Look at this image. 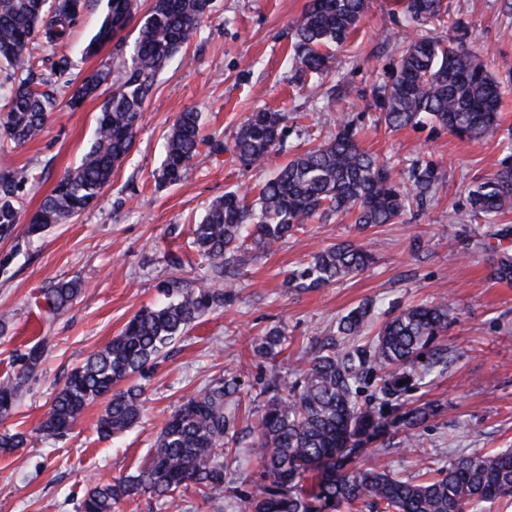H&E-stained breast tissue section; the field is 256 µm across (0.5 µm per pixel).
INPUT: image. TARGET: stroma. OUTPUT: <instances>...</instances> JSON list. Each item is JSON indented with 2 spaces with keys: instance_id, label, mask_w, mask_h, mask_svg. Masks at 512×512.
Instances as JSON below:
<instances>
[{
  "instance_id": "stroma-1",
  "label": "stroma",
  "mask_w": 512,
  "mask_h": 512,
  "mask_svg": "<svg viewBox=\"0 0 512 512\" xmlns=\"http://www.w3.org/2000/svg\"><path fill=\"white\" fill-rule=\"evenodd\" d=\"M446 2L465 26L467 49L504 87L501 126L511 131L512 38L502 34V0ZM83 3L68 45L41 37L33 43L42 73H50L60 56L71 61L43 134L20 146L0 145V172L28 173L18 191L19 222L0 237V380L19 370L30 347H44L43 362L14 410L0 418V434L32 432L71 370L139 309L161 300L172 274L190 286L208 280L192 245L193 224L225 192H257L289 158L275 153L263 167L246 171L229 149L218 155L204 150L180 183L158 185L165 136L180 112H201L203 134L227 146L259 108L289 113L291 146L318 144L349 121L361 147L388 160L397 173H406L416 157L432 162L444 189L398 223L361 231L341 216L316 219L259 254L236 277L231 301L188 328L141 378L146 402L136 427L100 439V400L63 437L0 450V512H78L89 487L143 465L164 420L220 378L235 379L241 389L244 411L234 431L243 437L265 401L272 365L254 354L255 344L270 329H281L286 341L276 363L282 384L291 385L298 359L311 355L341 316L367 301L381 313L445 298L454 320L440 340L446 365L403 394L407 406L437 408L415 431L419 447H404L407 432L393 419L383 435L362 441V461L389 464L411 478L447 468L449 459L475 450L512 448V283L492 277L499 254H512V235L487 236L482 221L463 214L469 182L493 173L504 151L498 142L471 141L436 124L399 130L385 125L374 91L399 60L389 35L404 21L402 0H367L355 33L342 46L327 47L330 71L320 83L298 72L293 61L291 23L308 0H212L197 37L157 76L133 148L100 197L69 222L33 234L29 222L42 199L94 140L100 102L90 98L70 110L71 86L115 48L110 42L99 56L83 55L107 0ZM346 239L373 249L376 260L368 270L314 291L283 288L289 270ZM173 254L183 259L177 272L168 262ZM71 279L81 283L80 293L66 311L51 312L44 292ZM224 464L223 499L207 502L192 490L175 500L143 494L122 502L117 512H238L240 495L261 483L258 451L243 438L226 451Z\"/></svg>"
}]
</instances>
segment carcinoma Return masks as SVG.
I'll use <instances>...</instances> for the list:
<instances>
[{
    "label": "carcinoma",
    "instance_id": "carcinoma-1",
    "mask_svg": "<svg viewBox=\"0 0 512 512\" xmlns=\"http://www.w3.org/2000/svg\"><path fill=\"white\" fill-rule=\"evenodd\" d=\"M136 0H107L104 19L85 51L100 47L123 32L132 21ZM82 8V0H0V63L11 83L9 110L0 119V136L15 144L38 137L56 98L48 82L37 75L30 50L40 32L51 43L67 40ZM211 0H153L141 21L130 62L122 48L82 79L70 97L72 107L112 83L103 102L96 138L74 169L65 173L41 202L31 231L61 224L85 210L99 197L112 173L129 154L142 105L157 74L197 34ZM366 0H309L294 24L293 56L298 68L316 77L328 72L320 48L344 44L356 30ZM408 23L391 38L400 49L399 65L375 92V105L385 123L399 129L428 117L454 134L470 140H494L500 126V82L473 54L464 49L461 22L442 0H404ZM431 26L454 33L443 39L420 35L416 27ZM288 113L258 109L239 130L232 153L245 169L264 164L287 136ZM201 114L181 113L168 134L158 181L179 182L205 144L212 153L224 143L200 135ZM27 180L23 171L0 174V236L18 222L16 192ZM411 188L398 182L389 162L363 149L349 122L336 136L296 154L259 189L250 202L236 191L224 193L193 230V247L211 269L216 282L185 288L173 280L163 290L166 301L140 309L121 332L93 352L67 376L40 425L24 432L0 435V448H22L35 441L66 434L85 407L109 397L97 424L106 439L133 427L144 407L142 387H122L135 374L156 363L183 331L210 312L224 308L233 296L232 281L256 258V252L295 235L320 214H350L364 229L389 224L413 208H422L442 189L438 168L416 159L409 167ZM467 215L496 218L512 208V152L489 177L475 180L466 196ZM375 261L364 243L342 241L312 256L290 271L287 287L303 292L360 273ZM495 277L512 281V256L497 260ZM79 292L73 281L60 282L45 298L55 313L65 311ZM454 308L445 301L401 310L385 321L365 349L341 352L340 346L363 333L371 306L363 304L341 317L337 335L327 336L298 370L287 391L268 385L272 395L258 410L252 427L254 447L264 449L256 494L240 497V512H353L367 503L382 512H482V505L512 497V450H475L448 461L439 477L415 482L392 472L388 465L353 464L363 438L378 435L399 408L397 393L415 372L409 367L426 351H435L447 335ZM285 340L270 330L255 347L256 355L273 358ZM41 346H32L14 376L0 382V394L15 400L28 375L42 359ZM379 378L378 402L360 404L357 390L368 374ZM234 380H216L202 393L180 405L163 423L150 449L148 465L109 483L96 484L83 496L80 512H116L126 499L149 493L176 500L189 486L206 501L224 497V445L239 408ZM433 409L416 406L400 415L414 429Z\"/></svg>",
    "mask_w": 512,
    "mask_h": 512
}]
</instances>
